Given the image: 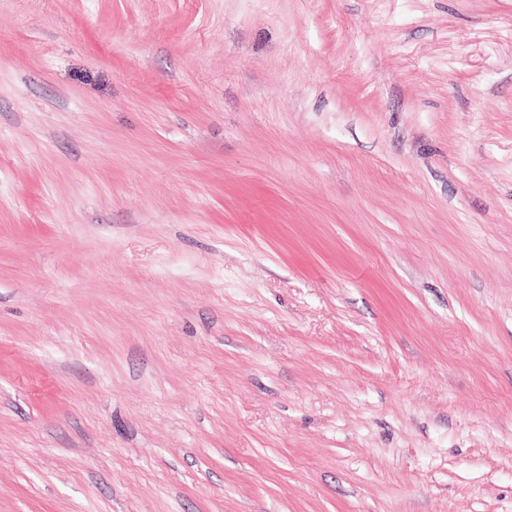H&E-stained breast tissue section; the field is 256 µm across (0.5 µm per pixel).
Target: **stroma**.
<instances>
[{
  "instance_id": "obj_1",
  "label": "stroma",
  "mask_w": 512,
  "mask_h": 512,
  "mask_svg": "<svg viewBox=\"0 0 512 512\" xmlns=\"http://www.w3.org/2000/svg\"><path fill=\"white\" fill-rule=\"evenodd\" d=\"M0 512H512V0H0Z\"/></svg>"
}]
</instances>
